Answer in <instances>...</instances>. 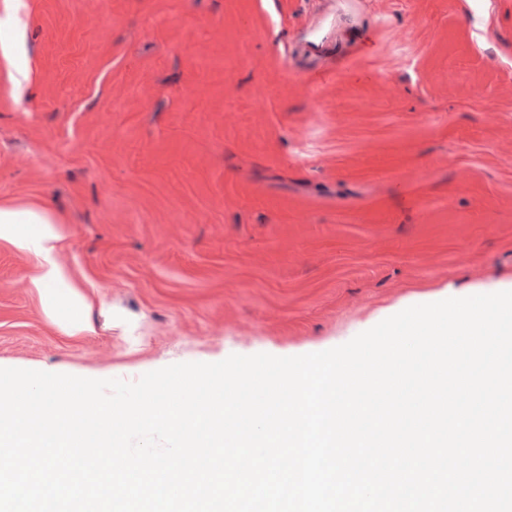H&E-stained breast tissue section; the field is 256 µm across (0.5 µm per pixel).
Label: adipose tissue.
<instances>
[{
    "mask_svg": "<svg viewBox=\"0 0 512 512\" xmlns=\"http://www.w3.org/2000/svg\"><path fill=\"white\" fill-rule=\"evenodd\" d=\"M18 224H34L38 227L37 233L25 242L26 248L41 259L39 271L32 283L47 303H54L55 293L52 286L62 279L55 259L62 237L46 209L31 208L20 211L9 205H0V238H11L13 228Z\"/></svg>",
    "mask_w": 512,
    "mask_h": 512,
    "instance_id": "ef3b65f1",
    "label": "adipose tissue"
}]
</instances>
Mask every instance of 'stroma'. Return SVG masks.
<instances>
[{"label": "stroma", "instance_id": "obj_1", "mask_svg": "<svg viewBox=\"0 0 512 512\" xmlns=\"http://www.w3.org/2000/svg\"><path fill=\"white\" fill-rule=\"evenodd\" d=\"M4 204L89 305L45 304L16 225L0 367L291 356L511 283L512 0H0ZM14 224H37L38 232L29 237L24 247L38 255L42 262L37 275L32 279L40 296L46 297L48 307L55 302L54 288L50 285L61 281V270L56 262L55 254L62 240L53 224L56 222L43 208H31L19 211L10 205H0V238L11 239Z\"/></svg>", "mask_w": 512, "mask_h": 512}]
</instances>
